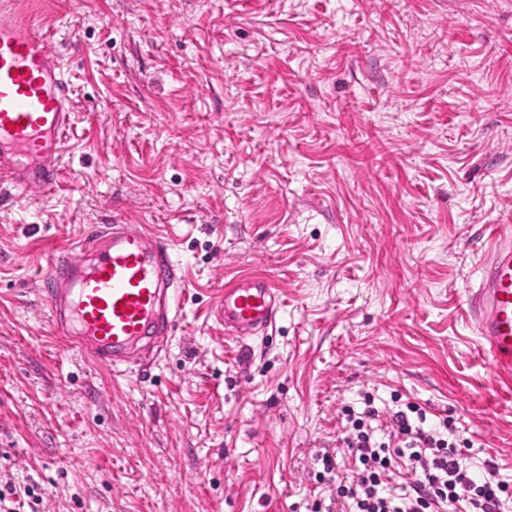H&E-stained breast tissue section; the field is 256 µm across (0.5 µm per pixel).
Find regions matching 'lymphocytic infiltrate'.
<instances>
[{
  "mask_svg": "<svg viewBox=\"0 0 512 512\" xmlns=\"http://www.w3.org/2000/svg\"><path fill=\"white\" fill-rule=\"evenodd\" d=\"M375 415L369 406L348 417L351 428L343 440L356 476L336 482V496L348 512H507L512 505L505 497L511 486L495 465L486 464L478 477L465 464L473 441L449 443L457 432L454 420L425 428V412L411 402L394 412V433L385 441L370 426Z\"/></svg>",
  "mask_w": 512,
  "mask_h": 512,
  "instance_id": "1",
  "label": "lymphocytic infiltrate"
}]
</instances>
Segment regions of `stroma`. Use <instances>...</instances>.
I'll list each match as a JSON object with an SVG mask.
<instances>
[{"mask_svg":"<svg viewBox=\"0 0 512 512\" xmlns=\"http://www.w3.org/2000/svg\"><path fill=\"white\" fill-rule=\"evenodd\" d=\"M59 53L69 152L0 189V490L24 512H309L345 410L449 415L512 483V375L468 306L512 224V0H12ZM173 240L160 351L110 374L54 332L45 258ZM261 276L273 327L214 300ZM280 308L277 289L259 278L245 279L224 288L217 314L228 335L244 337L262 332Z\"/></svg>","mask_w":512,"mask_h":512,"instance_id":"stroma-1","label":"stroma"}]
</instances>
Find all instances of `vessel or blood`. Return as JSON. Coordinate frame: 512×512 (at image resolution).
Wrapping results in <instances>:
<instances>
[{
	"mask_svg": "<svg viewBox=\"0 0 512 512\" xmlns=\"http://www.w3.org/2000/svg\"><path fill=\"white\" fill-rule=\"evenodd\" d=\"M71 106L59 54L0 6V183L51 190ZM181 278L168 240L139 224H107L77 250L52 258L40 288L57 333L116 372L135 359L143 341L170 335ZM470 302L490 368L511 374V224L492 225ZM279 308L273 285L250 278L225 288L217 314L225 334L244 337L262 332Z\"/></svg>",
	"mask_w": 512,
	"mask_h": 512,
	"instance_id": "vessel-or-blood-1",
	"label": "vessel or blood"
}]
</instances>
